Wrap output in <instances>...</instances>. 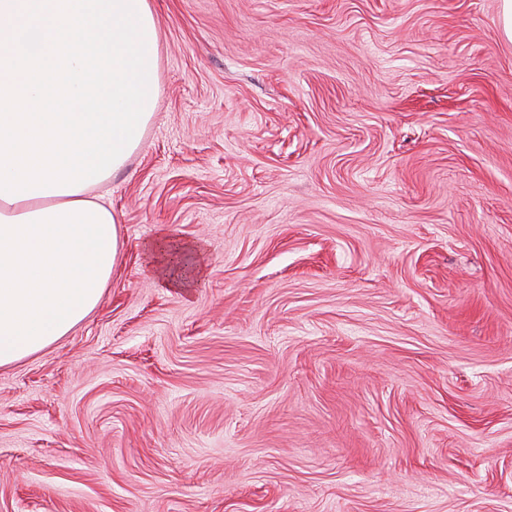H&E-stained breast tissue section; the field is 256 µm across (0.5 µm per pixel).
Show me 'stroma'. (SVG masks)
Segmentation results:
<instances>
[{
	"label": "stroma",
	"instance_id": "obj_1",
	"mask_svg": "<svg viewBox=\"0 0 512 512\" xmlns=\"http://www.w3.org/2000/svg\"><path fill=\"white\" fill-rule=\"evenodd\" d=\"M150 4L112 280L0 367V512H512L500 0ZM169 239L166 236L151 240L145 245V256L149 259L154 274L170 288H194L202 279L205 267V253L200 241L180 242L177 249H171L177 264L182 265L180 255L186 257L188 271L174 269L173 258L169 251Z\"/></svg>",
	"mask_w": 512,
	"mask_h": 512
}]
</instances>
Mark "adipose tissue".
<instances>
[{
  "mask_svg": "<svg viewBox=\"0 0 512 512\" xmlns=\"http://www.w3.org/2000/svg\"><path fill=\"white\" fill-rule=\"evenodd\" d=\"M120 238L112 209L89 190L15 203L0 199V366L18 362L69 333L98 306L112 279ZM183 255L187 270L173 266ZM154 274L171 288L203 277L201 242H148Z\"/></svg>",
  "mask_w": 512,
  "mask_h": 512,
  "instance_id": "adipose-tissue-1",
  "label": "adipose tissue"
}]
</instances>
